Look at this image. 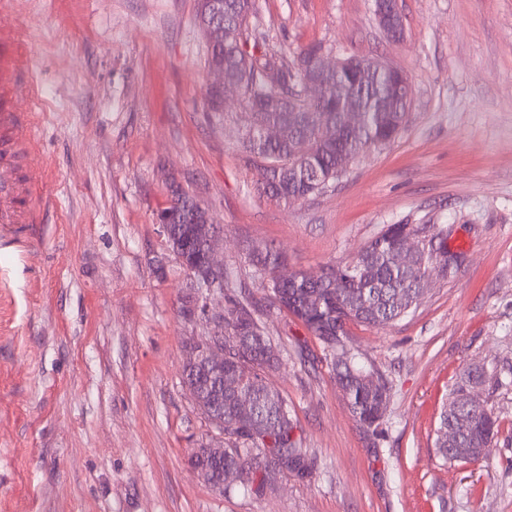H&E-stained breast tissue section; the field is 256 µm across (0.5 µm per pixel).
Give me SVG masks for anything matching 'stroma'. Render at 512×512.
Segmentation results:
<instances>
[{"label": "stroma", "instance_id": "obj_1", "mask_svg": "<svg viewBox=\"0 0 512 512\" xmlns=\"http://www.w3.org/2000/svg\"><path fill=\"white\" fill-rule=\"evenodd\" d=\"M403 42L372 0H258L255 51L317 43L386 59L412 84L398 137L329 190L291 204L258 189L239 95L208 111L197 0H13L39 86L37 221L0 234V512H512V0H400ZM179 185L221 226L218 259L259 304L310 481L216 492L191 468L214 427L185 387L191 278L158 224ZM389 224H439L453 277L385 327L351 323L327 350L277 308L251 248L319 275ZM350 354L389 386L378 423L353 417L332 372ZM497 370L489 459L444 462L434 430L456 374Z\"/></svg>", "mask_w": 512, "mask_h": 512}]
</instances>
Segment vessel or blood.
<instances>
[{"label": "vessel or blood", "instance_id": "b4317fda", "mask_svg": "<svg viewBox=\"0 0 512 512\" xmlns=\"http://www.w3.org/2000/svg\"><path fill=\"white\" fill-rule=\"evenodd\" d=\"M26 53L13 30L0 27V227L11 224H32L36 221L34 198L42 178L41 169H34L28 180L18 182L11 176L13 145L29 144L33 121L20 112L24 99L36 97L37 85L24 80Z\"/></svg>", "mask_w": 512, "mask_h": 512}]
</instances>
